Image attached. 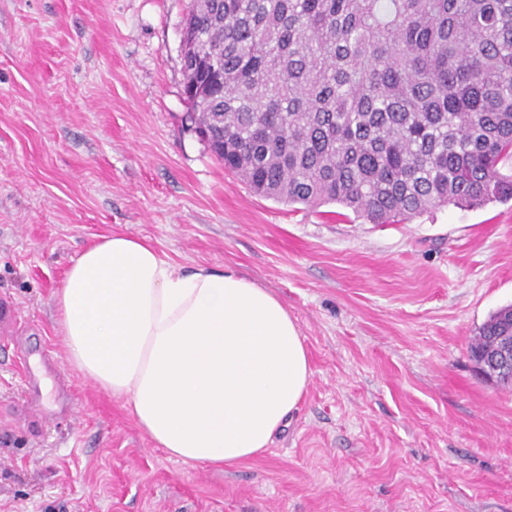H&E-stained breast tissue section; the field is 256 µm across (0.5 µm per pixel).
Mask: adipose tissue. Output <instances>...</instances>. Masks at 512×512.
I'll list each match as a JSON object with an SVG mask.
<instances>
[{"mask_svg":"<svg viewBox=\"0 0 512 512\" xmlns=\"http://www.w3.org/2000/svg\"><path fill=\"white\" fill-rule=\"evenodd\" d=\"M52 303L69 366L185 461L262 453L312 375L275 293L232 269L183 271L144 239L115 233L85 248Z\"/></svg>","mask_w":512,"mask_h":512,"instance_id":"adipose-tissue-1","label":"adipose tissue"}]
</instances>
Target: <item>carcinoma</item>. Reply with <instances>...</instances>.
<instances>
[{"mask_svg": "<svg viewBox=\"0 0 512 512\" xmlns=\"http://www.w3.org/2000/svg\"><path fill=\"white\" fill-rule=\"evenodd\" d=\"M196 132L257 195L372 224L512 199V0H191ZM498 309L471 350L502 333Z\"/></svg>", "mask_w": 512, "mask_h": 512, "instance_id": "cac0c4a2", "label": "carcinoma"}]
</instances>
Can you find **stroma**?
<instances>
[{"label":"stroma","mask_w":512,"mask_h":512,"mask_svg":"<svg viewBox=\"0 0 512 512\" xmlns=\"http://www.w3.org/2000/svg\"><path fill=\"white\" fill-rule=\"evenodd\" d=\"M190 0H0V512H512V386L470 345L512 303V201L372 224L254 195L190 120ZM234 269L296 319L312 375L284 432L232 465L157 448L69 371L51 297L102 237ZM51 353L73 393L25 352Z\"/></svg>","instance_id":"35a3bbf8"}]
</instances>
